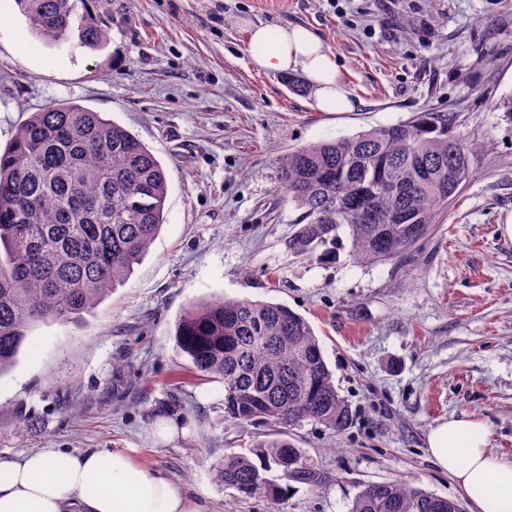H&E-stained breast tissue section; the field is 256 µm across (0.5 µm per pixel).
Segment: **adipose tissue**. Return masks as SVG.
<instances>
[{
  "mask_svg": "<svg viewBox=\"0 0 512 512\" xmlns=\"http://www.w3.org/2000/svg\"><path fill=\"white\" fill-rule=\"evenodd\" d=\"M249 47L266 72H301L318 111H353L336 58L312 29L255 25ZM427 446L479 512H512V459L489 449L482 421H443L430 430ZM0 512H210V506L206 494L175 484L127 450L42 448L0 460Z\"/></svg>",
  "mask_w": 512,
  "mask_h": 512,
  "instance_id": "obj_1",
  "label": "adipose tissue"
}]
</instances>
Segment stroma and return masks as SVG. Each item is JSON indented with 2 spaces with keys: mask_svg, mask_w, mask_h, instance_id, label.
<instances>
[{
  "mask_svg": "<svg viewBox=\"0 0 512 512\" xmlns=\"http://www.w3.org/2000/svg\"><path fill=\"white\" fill-rule=\"evenodd\" d=\"M99 50L32 35L0 0V150L45 107L75 102L138 137L168 178L166 222L96 308L35 325L0 377V459L40 448H131L211 512H347L363 485L404 479L472 500L440 471L429 431L477 417L512 458V0H90ZM302 25L334 54L351 112L318 111L262 71L252 25ZM417 112H451L471 178L404 256L319 262L288 242L301 211L280 189L288 150ZM281 303L313 327L352 423L290 438L318 480L280 505L226 491L225 455L263 439L224 415V387L190 374L176 326L202 300ZM179 429L158 443L159 419Z\"/></svg>",
  "mask_w": 512,
  "mask_h": 512,
  "instance_id": "obj_1",
  "label": "stroma"
}]
</instances>
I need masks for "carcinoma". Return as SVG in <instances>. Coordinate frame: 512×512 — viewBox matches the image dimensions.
I'll return each mask as SVG.
<instances>
[{
  "label": "carcinoma",
  "instance_id": "cac0c4a2",
  "mask_svg": "<svg viewBox=\"0 0 512 512\" xmlns=\"http://www.w3.org/2000/svg\"><path fill=\"white\" fill-rule=\"evenodd\" d=\"M88 0H16L29 29L59 45L102 47ZM453 115L418 112L355 136L295 148L281 184L302 210L289 242L300 256L336 259L340 231L354 256H402L470 179L473 145L451 132ZM165 172L121 125L77 103L34 112L0 153V377L36 324L93 309L139 263L164 224ZM195 373L224 386L238 423L291 426L311 419L341 431L352 421L309 322L288 306L216 299L187 309L177 328ZM277 470L270 478L267 473ZM217 480L278 505L288 482L313 483L306 452L278 431L247 454L224 457ZM348 512H463L461 504L407 482L370 484Z\"/></svg>",
  "mask_w": 512,
  "mask_h": 512
}]
</instances>
